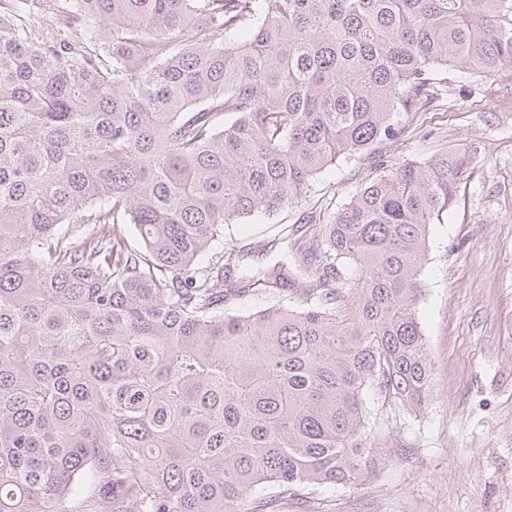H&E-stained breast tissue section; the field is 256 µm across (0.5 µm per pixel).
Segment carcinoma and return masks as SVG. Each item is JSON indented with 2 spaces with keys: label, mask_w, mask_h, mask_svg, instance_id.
I'll list each match as a JSON object with an SVG mask.
<instances>
[{
  "label": "carcinoma",
  "mask_w": 512,
  "mask_h": 512,
  "mask_svg": "<svg viewBox=\"0 0 512 512\" xmlns=\"http://www.w3.org/2000/svg\"><path fill=\"white\" fill-rule=\"evenodd\" d=\"M28 14L0 0V512H276L356 483L383 436L365 395L430 402L426 238L480 150L380 144L449 71L512 77V0ZM357 153L368 173L331 223L280 225L303 232L300 272L231 277L224 227L301 206Z\"/></svg>",
  "instance_id": "cac0c4a2"
}]
</instances>
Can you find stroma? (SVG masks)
<instances>
[{"instance_id": "1", "label": "stroma", "mask_w": 512, "mask_h": 512, "mask_svg": "<svg viewBox=\"0 0 512 512\" xmlns=\"http://www.w3.org/2000/svg\"><path fill=\"white\" fill-rule=\"evenodd\" d=\"M404 137L386 142L398 159H423L440 145L482 152L454 207L431 224L418 318L433 356V395L422 409L389 416V432L354 485L303 491L281 512H512V79L451 75L447 97L401 114ZM365 158H339L307 204L320 223L366 174ZM300 208L278 220L224 229L223 247L243 251L247 275L292 265L293 241L277 240ZM272 242L255 253L258 242Z\"/></svg>"}]
</instances>
